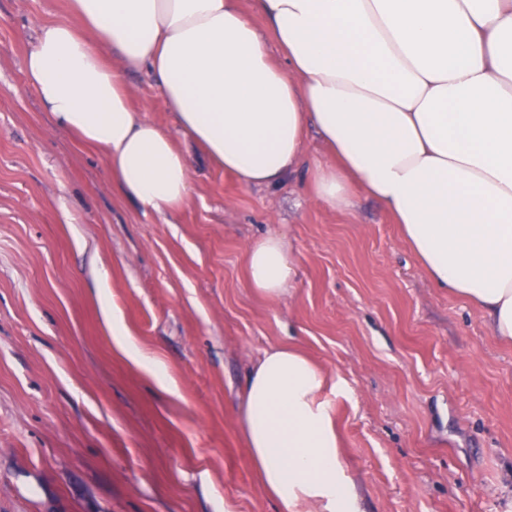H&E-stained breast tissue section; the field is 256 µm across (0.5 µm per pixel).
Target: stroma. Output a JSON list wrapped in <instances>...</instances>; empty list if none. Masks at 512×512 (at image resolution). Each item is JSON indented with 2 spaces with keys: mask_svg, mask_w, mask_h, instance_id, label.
<instances>
[{
  "mask_svg": "<svg viewBox=\"0 0 512 512\" xmlns=\"http://www.w3.org/2000/svg\"><path fill=\"white\" fill-rule=\"evenodd\" d=\"M68 3L0 0V512H279L238 406L290 340L352 390L334 405L363 512H512V344L488 316L432 283L377 200L312 198L313 135L279 185L195 155L189 202L142 212L25 82ZM127 83L171 125L149 71ZM271 230L300 268L289 298L245 286ZM116 318L155 367L118 348Z\"/></svg>",
  "mask_w": 512,
  "mask_h": 512,
  "instance_id": "obj_1",
  "label": "stroma"
}]
</instances>
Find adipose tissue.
I'll return each mask as SVG.
<instances>
[{
	"mask_svg": "<svg viewBox=\"0 0 512 512\" xmlns=\"http://www.w3.org/2000/svg\"><path fill=\"white\" fill-rule=\"evenodd\" d=\"M255 2L265 26L240 0H72V18L43 23L28 46L26 82L57 127L105 151L146 213L188 201L191 148L270 187L314 127L333 156L316 200L379 201L436 287L512 341V0ZM143 69L173 127L132 110L126 76ZM298 276L284 234L248 246L256 295L294 294ZM346 392L292 344L254 363L240 428L280 512H361L331 400Z\"/></svg>",
	"mask_w": 512,
	"mask_h": 512,
	"instance_id": "adipose-tissue-1",
	"label": "adipose tissue"
}]
</instances>
